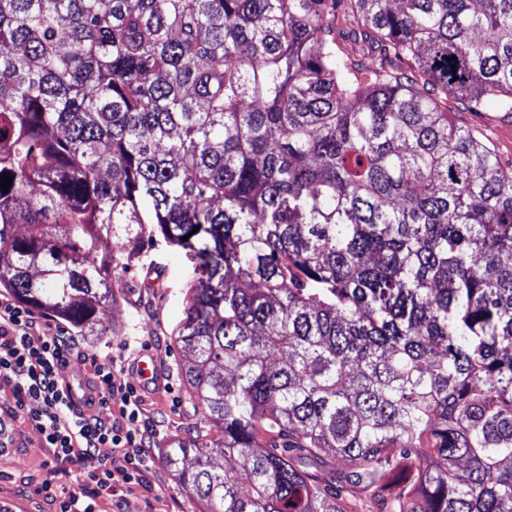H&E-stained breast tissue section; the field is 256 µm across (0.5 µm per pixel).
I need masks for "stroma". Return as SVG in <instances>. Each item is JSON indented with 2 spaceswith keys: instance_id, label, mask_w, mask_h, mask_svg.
Returning <instances> with one entry per match:
<instances>
[{
  "instance_id": "35a3bbf8",
  "label": "stroma",
  "mask_w": 512,
  "mask_h": 512,
  "mask_svg": "<svg viewBox=\"0 0 512 512\" xmlns=\"http://www.w3.org/2000/svg\"><path fill=\"white\" fill-rule=\"evenodd\" d=\"M448 115L489 141L503 160L512 161V125L500 121L496 113L467 112L460 100L452 98ZM115 264L111 279L115 302L100 315L101 333L78 337L77 343L116 361L121 383L139 385L134 364L142 352L153 353L159 365L160 383L139 385L146 414L157 420L155 464L146 474V487L136 486L127 493L126 512H200L199 502L181 488L164 459L169 441L192 434L218 436L195 403L181 370L178 332L197 278L195 264L151 224L145 225L139 247H124ZM45 454L34 427L16 426L12 443L0 450V502L22 504L23 512H56V502L42 489L48 478L41 466Z\"/></svg>"
}]
</instances>
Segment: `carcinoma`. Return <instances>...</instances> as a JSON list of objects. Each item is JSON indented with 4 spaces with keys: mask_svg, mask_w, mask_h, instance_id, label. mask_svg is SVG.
<instances>
[{
    "mask_svg": "<svg viewBox=\"0 0 512 512\" xmlns=\"http://www.w3.org/2000/svg\"><path fill=\"white\" fill-rule=\"evenodd\" d=\"M450 93L512 113V0H0V288L99 336L102 243L197 261L202 512H512V165Z\"/></svg>",
    "mask_w": 512,
    "mask_h": 512,
    "instance_id": "obj_1",
    "label": "carcinoma"
}]
</instances>
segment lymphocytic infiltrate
<instances>
[{"instance_id":"f902f5d3","label":"lymphocytic infiltrate","mask_w":512,"mask_h":512,"mask_svg":"<svg viewBox=\"0 0 512 512\" xmlns=\"http://www.w3.org/2000/svg\"><path fill=\"white\" fill-rule=\"evenodd\" d=\"M79 349L71 337L28 311L0 302V382L9 386L18 408L29 415L49 454V475L91 465L100 488L144 486L154 463L150 448L154 424L142 411L138 389L116 381L112 361L89 355L90 376L101 403L119 401V412L106 421L95 411L77 412L64 392L63 366Z\"/></svg>"}]
</instances>
